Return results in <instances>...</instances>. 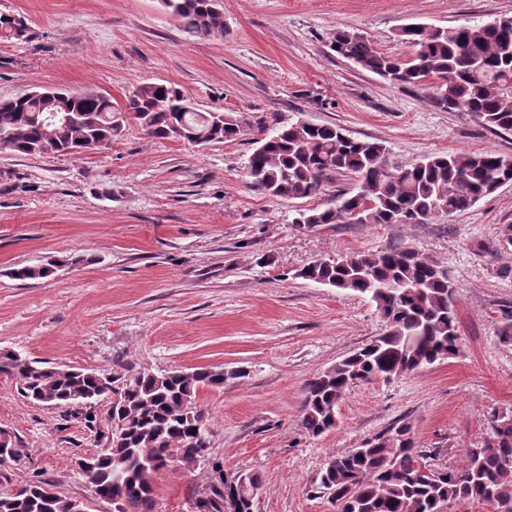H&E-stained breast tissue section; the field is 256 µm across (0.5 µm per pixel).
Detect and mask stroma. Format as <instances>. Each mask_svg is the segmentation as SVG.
Instances as JSON below:
<instances>
[{"instance_id": "35a3bbf8", "label": "stroma", "mask_w": 512, "mask_h": 512, "mask_svg": "<svg viewBox=\"0 0 512 512\" xmlns=\"http://www.w3.org/2000/svg\"><path fill=\"white\" fill-rule=\"evenodd\" d=\"M224 32L189 37L160 0H0L24 18L26 39L0 40V100L46 86L97 91L125 103L171 81L206 112H232L243 132L196 146L156 139L133 122L108 148L79 157L0 150V349L45 366L126 380L139 372L221 366L241 371L203 388L210 448L191 469L157 472L155 512H204L217 470L257 475L253 512H336L319 490L328 459L407 423L426 464H462L488 435L492 411H512V347L497 334L512 309V253L489 256L512 224V183L470 209L428 224L298 228L299 209L352 193L337 177L307 199L252 188L247 162L282 124H332L384 143L397 164L441 153L494 151L499 134L429 90L390 84L330 48L339 29L381 52H410L409 23L453 27L512 16V0H223ZM447 268L456 285V356L398 378L350 388L337 425L318 438L299 427L309 378L385 329L367 296L298 278L318 259L395 244ZM54 263L20 281L23 265ZM0 430L17 450L0 466V493L41 480L88 512H111L73 461L104 441L79 408L22 397L0 376Z\"/></svg>"}]
</instances>
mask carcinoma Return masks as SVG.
Here are the masks:
<instances>
[{
    "label": "carcinoma",
    "instance_id": "1",
    "mask_svg": "<svg viewBox=\"0 0 512 512\" xmlns=\"http://www.w3.org/2000/svg\"><path fill=\"white\" fill-rule=\"evenodd\" d=\"M186 33H224L221 0H161ZM22 19L0 13V39L24 40ZM400 40L407 57L376 49L366 37L346 30L331 38L334 52L393 85L437 82L431 97L443 111L459 110L502 134L512 132V17L482 24L427 27L408 24ZM131 112L158 139L194 145L234 141L242 126L231 112H202L173 83L140 86L124 106L97 92L72 93L51 87L0 101V149L23 155L78 156L97 143L108 145L126 129ZM69 114L63 123L53 115ZM247 174L258 190L275 197L313 198L336 176L352 177L357 191L325 207L298 211L293 223L307 229L329 224H424L463 212L512 183V158L493 151L431 155L396 165L381 142L357 140L328 124L302 121L275 128L250 155ZM52 265L15 267L17 280L50 276ZM298 277L370 297L386 321L369 344L311 377L304 386L300 428L317 438L336 426V407L360 382L391 380L459 352L456 284L447 270L413 248L396 245L376 253L350 252L318 259ZM0 375L15 381L35 402L51 398L60 406L111 398L101 375L45 367L13 350H0ZM239 372L201 367L191 373L143 372L126 380L121 401L106 412V447L81 473L93 494L112 512H154L152 474L169 466L191 468L210 440L197 391L221 389ZM490 434L465 451L460 468L424 469V451L406 423L329 458L320 485L336 512H444L454 503H487L512 512V412L490 416ZM257 476L232 485L220 477L207 512H252ZM78 500L36 481L22 492L0 494V512H78Z\"/></svg>",
    "mask_w": 512,
    "mask_h": 512
}]
</instances>
